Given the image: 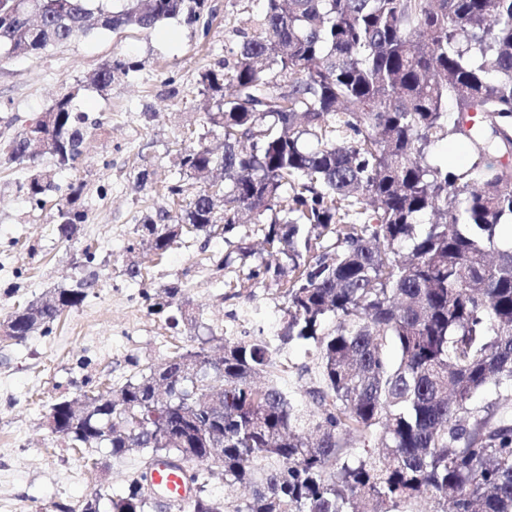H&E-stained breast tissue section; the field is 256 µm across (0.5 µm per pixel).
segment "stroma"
Instances as JSON below:
<instances>
[{"label":"stroma","instance_id":"1","mask_svg":"<svg viewBox=\"0 0 512 512\" xmlns=\"http://www.w3.org/2000/svg\"><path fill=\"white\" fill-rule=\"evenodd\" d=\"M262 15L263 0H207L193 24L178 17L148 33L95 30L27 57L0 50V146L29 115L46 111L77 84L79 111L103 123L88 136L75 169L57 175L58 188L42 207L17 190L29 166L0 158V322L54 289L76 287L86 274L78 263L85 246L96 249L100 271L87 300L66 311L51 335L0 342V512H58L102 488L123 491L144 469L141 454L115 458L106 448H74L46 426L55 402L82 397L92 383L122 382L187 344L186 327L170 328L162 313L147 315L144 289L180 286L181 301L219 336L280 333L281 295L273 285L246 279L266 257L261 225L237 228L253 250L224 270L215 262L236 245L217 234L175 243L162 258L145 260L139 280L124 274L138 224L164 205V185L180 176L182 148L203 131L211 101L201 92V73L221 68L226 47L257 31ZM123 53L140 61V69L100 94L90 75ZM143 169L149 180L142 188L136 176ZM72 182L86 185L88 219L64 242L52 219Z\"/></svg>","mask_w":512,"mask_h":512}]
</instances>
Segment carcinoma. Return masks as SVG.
I'll return each mask as SVG.
<instances>
[{"label":"carcinoma","mask_w":512,"mask_h":512,"mask_svg":"<svg viewBox=\"0 0 512 512\" xmlns=\"http://www.w3.org/2000/svg\"><path fill=\"white\" fill-rule=\"evenodd\" d=\"M206 0H0V47L36 55L92 26L142 32ZM232 62L201 75L212 100V140L184 147L181 168L206 185L179 212L159 210L136 229L162 257L180 237L233 232L243 215L268 225L270 260L247 280L284 298L280 336L306 346L298 402L279 382L265 337L204 339L177 347L118 388L51 406L55 434L75 448L133 452L148 461L111 512H151L147 474L159 453L193 462L198 497L177 512H512V0H264L260 32ZM105 60L101 93L138 70ZM81 87L33 114L4 154L19 163L42 143L51 169L18 191L33 205L58 189L57 172L81 157L88 117ZM473 158L431 159L442 140ZM70 184L53 224L69 242L86 222ZM99 274L17 308L3 341L46 335L80 305ZM181 289L145 293L150 314L197 327ZM487 387L496 398L477 401ZM224 479L227 497L206 494Z\"/></svg>","instance_id":"1"}]
</instances>
